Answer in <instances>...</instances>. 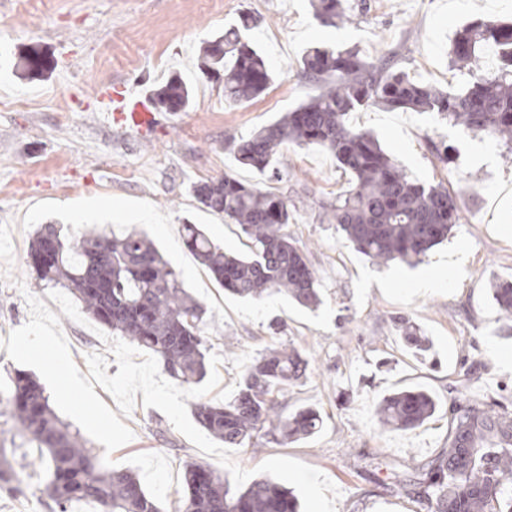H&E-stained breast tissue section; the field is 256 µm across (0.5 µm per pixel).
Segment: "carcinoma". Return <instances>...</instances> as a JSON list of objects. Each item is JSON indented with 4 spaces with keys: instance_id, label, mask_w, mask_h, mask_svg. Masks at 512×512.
<instances>
[{
    "instance_id": "carcinoma-1",
    "label": "carcinoma",
    "mask_w": 512,
    "mask_h": 512,
    "mask_svg": "<svg viewBox=\"0 0 512 512\" xmlns=\"http://www.w3.org/2000/svg\"><path fill=\"white\" fill-rule=\"evenodd\" d=\"M315 17L338 26L350 20L344 0H311ZM255 25L249 13L203 48L199 70L208 79L224 78V100L248 101L272 82V72L245 32ZM500 56L494 73L477 71L482 53ZM450 63L472 72L461 93L416 81L398 66L396 54L369 59L357 48L312 46L301 57L300 73L318 93L276 121L225 140V148L244 167L264 174L274 169L286 144L318 146L336 157L353 183L330 204L333 223L363 255L382 263L413 265L448 239L458 221L453 196L442 185L411 180L374 135L355 129L348 115L363 107L389 111L435 112L471 133L497 140L512 150V22L481 17L461 27L448 51ZM49 61L36 47L20 57L25 75H38ZM192 88L171 78L152 96L168 112L186 108ZM198 202L224 213L249 239V253L228 254L195 224L183 227L186 248L224 290L240 298L262 299L283 293L300 306L321 305L315 270L305 250L284 228L292 213L283 195L240 181L231 174L193 186ZM32 268L47 288L71 291L83 309L112 333L154 353L174 379L197 384L206 375L208 338L204 306L180 281L154 241L131 229L116 236L86 230L66 239L55 224H42L29 246ZM493 299L512 317V283H497ZM418 352L430 339L408 317L396 322ZM307 363L295 348H274L251 364L237 393L218 404L199 398L197 422L228 448H243L263 431L277 442L313 436L320 413L301 408L282 416L279 396L304 376ZM11 415L22 435L36 446L38 464L49 480L41 493L60 512L92 503L96 512H162L159 503L129 470L104 467L79 432L53 411L40 383L17 377L9 387ZM437 412L424 390L401 391L377 405L381 422L413 429ZM448 447L408 470L388 476L383 491L414 498L425 512H512V415L472 401L449 407ZM184 512H299L298 498L270 478L233 492L219 472L190 462L184 471Z\"/></svg>"
}]
</instances>
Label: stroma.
<instances>
[{
  "label": "stroma",
  "instance_id": "1",
  "mask_svg": "<svg viewBox=\"0 0 512 512\" xmlns=\"http://www.w3.org/2000/svg\"><path fill=\"white\" fill-rule=\"evenodd\" d=\"M346 4L352 22L331 27L313 17L309 0H0V98L33 101L27 111L0 112V343L29 320L28 297L49 295L28 268L39 225H61L71 237L93 226L143 230L206 309L209 352L221 358L212 401L231 399L246 365L269 349L293 347L308 361L283 404L289 413L317 409L321 430L284 444L259 435L232 449L234 462L252 470L283 456L310 465L337 487L335 512H421L406 496L381 494L369 460L401 469L436 455L448 444V407L456 400L512 413V337L491 296L495 282L512 281V154L428 112L349 114L350 124L371 131L411 179L442 183L456 198L460 220L451 235L411 268L373 262L323 222L350 175L327 151L284 146L282 178L268 187L287 197L288 234L316 271L323 303L314 311L284 295L225 294L183 244L184 225L198 224L224 251L246 253L239 226L203 207L192 186L226 173L260 182L225 151L224 138L249 134L314 95L300 76L307 47L355 46L369 58L392 51L414 79L460 90L470 75L448 66L456 30L476 17L512 18V0ZM243 11L258 20L248 39L275 79L261 96L235 104L198 65L204 43ZM32 45L50 66L25 76L15 64ZM175 74L192 87L187 109L156 112L146 138L113 124L103 88L121 82L148 94ZM442 145L449 148L444 163L435 153ZM423 281L428 290L420 289ZM404 315L431 338L428 356L414 353L397 331L395 320ZM60 329L80 372L88 370V354L98 353L108 375L117 373L114 355L90 327L61 316ZM410 388L432 394L438 412L413 430L383 425L378 401ZM122 421L131 441L111 452L98 443L93 449L109 453L113 468L136 473L163 512H176L185 496V462L222 468L155 408L136 404ZM0 455L12 466L0 481V512H51L40 494L44 472L3 404Z\"/></svg>",
  "mask_w": 512,
  "mask_h": 512
}]
</instances>
